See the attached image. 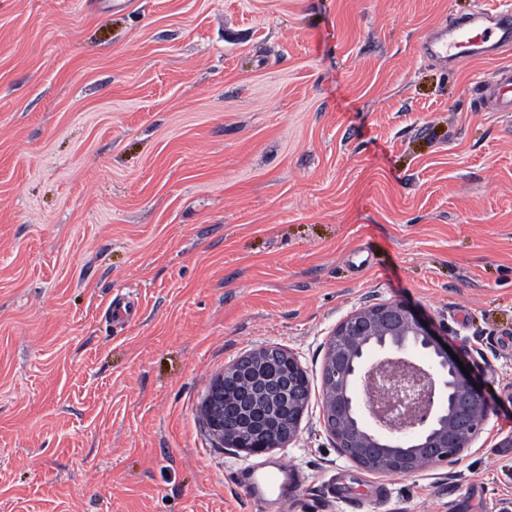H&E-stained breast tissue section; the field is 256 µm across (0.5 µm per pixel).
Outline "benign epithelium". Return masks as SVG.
I'll return each mask as SVG.
<instances>
[{"instance_id":"1","label":"benign epithelium","mask_w":512,"mask_h":512,"mask_svg":"<svg viewBox=\"0 0 512 512\" xmlns=\"http://www.w3.org/2000/svg\"><path fill=\"white\" fill-rule=\"evenodd\" d=\"M423 318L400 303L357 310L341 321L327 345L324 420L338 448L362 469L398 475L436 462L453 464L479 430L488 403L474 378L466 377L444 349L447 341ZM278 352L286 370L276 398L255 407L237 431L223 428L224 375L210 385L204 416L210 433L226 450L262 454L283 448L299 433L308 402L298 398L305 371L278 347L258 349L225 371L261 384L255 368L270 351ZM281 407L293 423L288 433L261 430Z\"/></svg>"}]
</instances>
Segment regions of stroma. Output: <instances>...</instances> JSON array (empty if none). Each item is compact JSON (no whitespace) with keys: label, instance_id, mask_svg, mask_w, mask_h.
<instances>
[{"label":"stroma","instance_id":"35a3bbf8","mask_svg":"<svg viewBox=\"0 0 512 512\" xmlns=\"http://www.w3.org/2000/svg\"><path fill=\"white\" fill-rule=\"evenodd\" d=\"M506 0H0V512H512V52L423 44ZM138 304L125 325L113 297ZM427 319L491 409L455 465L384 479L323 418L353 311ZM268 346L310 381L297 439L234 455L213 379ZM512 69H501L494 73L486 85L488 97L495 109H512ZM255 502L281 503L300 486V476L288 463L279 461L241 474L238 483Z\"/></svg>","mask_w":512,"mask_h":512}]
</instances>
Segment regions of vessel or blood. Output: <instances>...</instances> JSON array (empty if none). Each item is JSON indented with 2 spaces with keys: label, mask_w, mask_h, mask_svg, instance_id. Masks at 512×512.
<instances>
[{
  "label": "vessel or blood",
  "mask_w": 512,
  "mask_h": 512,
  "mask_svg": "<svg viewBox=\"0 0 512 512\" xmlns=\"http://www.w3.org/2000/svg\"><path fill=\"white\" fill-rule=\"evenodd\" d=\"M512 49V10L482 11L460 19L438 31L424 46L425 54L459 62L474 57H496ZM494 108L512 109V69L495 72L486 85ZM238 485L253 501L280 503L296 491L300 476L288 463L280 461L241 474Z\"/></svg>",
  "instance_id": "vessel-or-blood-1"
}]
</instances>
